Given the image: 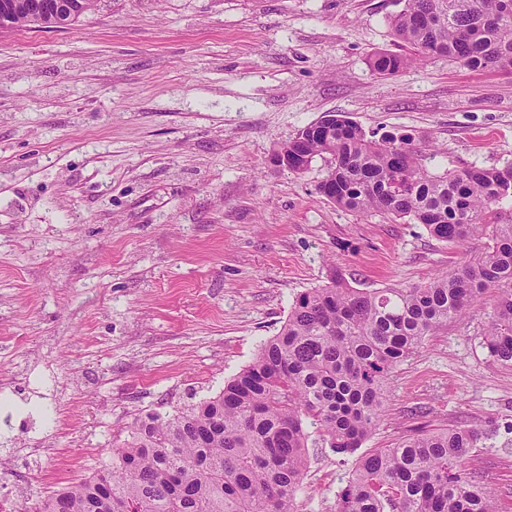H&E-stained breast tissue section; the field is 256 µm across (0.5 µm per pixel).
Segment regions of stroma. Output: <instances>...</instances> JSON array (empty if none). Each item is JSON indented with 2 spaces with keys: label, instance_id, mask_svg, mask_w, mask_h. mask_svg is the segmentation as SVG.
Instances as JSON below:
<instances>
[{
  "label": "stroma",
  "instance_id": "obj_1",
  "mask_svg": "<svg viewBox=\"0 0 512 512\" xmlns=\"http://www.w3.org/2000/svg\"><path fill=\"white\" fill-rule=\"evenodd\" d=\"M400 0H97L0 29V497L91 475L136 418L219 393L330 265L353 286L429 281L471 249L342 210L273 149L328 113L430 136L436 171L512 163V72L403 52ZM486 289L399 364L363 451L424 428L485 437L462 469L512 512V368ZM356 456L308 451L294 512H336ZM11 0H0V28H60L71 25L79 20V18L87 11L94 7L95 0H64L67 8L61 16H51L50 13L42 16L40 19L35 16L31 19L27 14L23 13H4L2 12L1 3L11 4Z\"/></svg>",
  "mask_w": 512,
  "mask_h": 512
}]
</instances>
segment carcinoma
<instances>
[{
	"label": "carcinoma",
	"mask_w": 512,
	"mask_h": 512,
	"mask_svg": "<svg viewBox=\"0 0 512 512\" xmlns=\"http://www.w3.org/2000/svg\"><path fill=\"white\" fill-rule=\"evenodd\" d=\"M64 2L61 16L0 11V28L68 26L95 0ZM390 24L410 54H375L379 75L433 56L512 71V0H405ZM283 156L295 173L331 158L319 190L342 209L407 217L439 241L483 246L425 285L355 288L333 270L296 298L279 332L217 395L136 420L109 464L34 512H293L307 449L354 454L380 417L392 371L488 288L501 297L484 345L512 367V222L498 219L512 203V164L436 173L429 142L371 139L342 114L300 129L272 160ZM480 439L466 427L422 430L362 455L337 512H496L490 490L460 469Z\"/></svg>",
	"instance_id": "carcinoma-1"
}]
</instances>
